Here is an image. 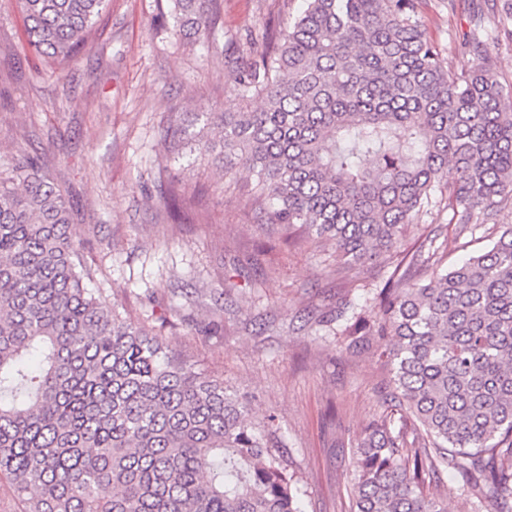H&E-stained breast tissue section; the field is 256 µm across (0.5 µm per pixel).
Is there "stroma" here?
<instances>
[{"label":"stroma","mask_w":512,"mask_h":512,"mask_svg":"<svg viewBox=\"0 0 512 512\" xmlns=\"http://www.w3.org/2000/svg\"><path fill=\"white\" fill-rule=\"evenodd\" d=\"M427 37L454 68L481 11L497 78L512 92V0H415ZM303 0H222L206 42L175 34L167 0H109L107 25L62 72L30 51L14 0H0V160L30 153L72 196L73 229L97 296L145 321L176 306L168 347L274 414L285 457L305 489L307 512H351L346 442L385 410L387 369L374 351L351 356L314 337L315 320L369 279V268L326 276L334 257L274 242L245 204L247 175L171 160L160 131L174 112L235 111L239 59H260L264 30L284 31ZM201 207L171 220L170 183ZM220 334H209L211 324Z\"/></svg>","instance_id":"obj_1"}]
</instances>
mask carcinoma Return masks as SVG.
I'll list each match as a JSON object with an SVG mask.
<instances>
[{"instance_id":"obj_1","label":"carcinoma","mask_w":512,"mask_h":512,"mask_svg":"<svg viewBox=\"0 0 512 512\" xmlns=\"http://www.w3.org/2000/svg\"><path fill=\"white\" fill-rule=\"evenodd\" d=\"M30 50L68 67L107 0H15ZM177 32L209 36L219 0H168ZM259 62L232 71L255 108L171 123L282 240L335 249L336 264H383L318 321L336 348L372 336L391 366L386 413L354 440L353 512H448L442 474L462 478L463 512H512V95L472 33L452 69L414 0H304ZM490 246L444 263L433 231ZM72 203L35 157L0 171V483L19 512H302L272 414L187 365L162 337L85 285ZM438 227L440 231H442V235L448 237V248H447V256L445 258V263L449 265L457 263L461 261L462 259L466 258L468 255L473 254L476 251H479L483 249L487 244L488 241H475L470 243V245L467 248H462V243L465 240H456L455 239V231L454 226L451 224L450 226H446V224H432L430 225V222H415L414 224H410L408 226L407 232H406V238L408 242H413L414 240L421 237L423 234H426L430 228Z\"/></svg>"}]
</instances>
